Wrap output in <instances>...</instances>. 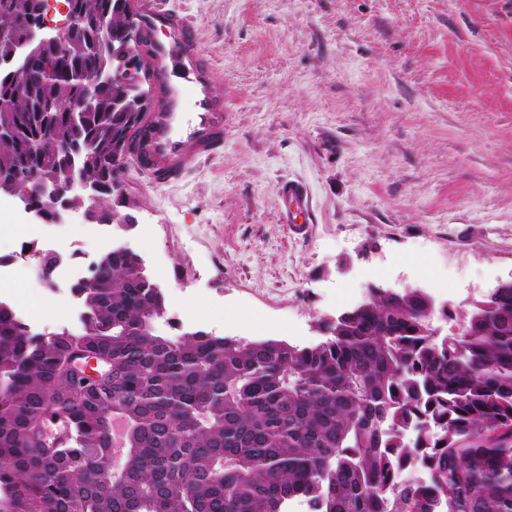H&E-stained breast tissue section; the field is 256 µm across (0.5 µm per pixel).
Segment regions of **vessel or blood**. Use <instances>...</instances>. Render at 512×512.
Wrapping results in <instances>:
<instances>
[{"label": "vessel or blood", "instance_id": "obj_1", "mask_svg": "<svg viewBox=\"0 0 512 512\" xmlns=\"http://www.w3.org/2000/svg\"><path fill=\"white\" fill-rule=\"evenodd\" d=\"M152 99L127 161L151 184L181 180L224 148V95L194 26L163 0H128Z\"/></svg>", "mask_w": 512, "mask_h": 512}]
</instances>
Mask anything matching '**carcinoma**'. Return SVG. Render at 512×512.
I'll return each mask as SVG.
<instances>
[{
    "instance_id": "obj_1",
    "label": "carcinoma",
    "mask_w": 512,
    "mask_h": 512,
    "mask_svg": "<svg viewBox=\"0 0 512 512\" xmlns=\"http://www.w3.org/2000/svg\"><path fill=\"white\" fill-rule=\"evenodd\" d=\"M32 0H0L29 15ZM78 22L45 50L44 68L0 75V194L17 170L57 174L63 147L91 146L97 215H117L123 167L113 139L137 120L139 92L118 106L64 112L102 53L122 56L127 0H71ZM110 16L103 32L99 17ZM24 25L0 37V56ZM141 256L114 247L74 287L78 331L28 333L0 301V512H512V286L471 304L460 329L434 336L429 297L373 288L361 306L300 346L205 330L162 334L166 298ZM110 375L71 388V356ZM65 426L38 448L46 421Z\"/></svg>"
}]
</instances>
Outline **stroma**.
Wrapping results in <instances>:
<instances>
[{"instance_id": "1", "label": "stroma", "mask_w": 512, "mask_h": 512, "mask_svg": "<svg viewBox=\"0 0 512 512\" xmlns=\"http://www.w3.org/2000/svg\"><path fill=\"white\" fill-rule=\"evenodd\" d=\"M166 2L214 63L224 153L162 187L125 168L131 231L57 229L138 253L162 331L310 345L374 285L457 317L512 279V0Z\"/></svg>"}]
</instances>
